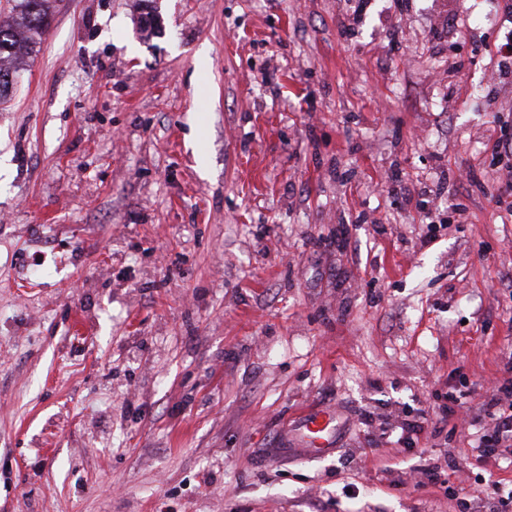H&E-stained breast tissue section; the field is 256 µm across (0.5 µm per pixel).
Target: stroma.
<instances>
[{"instance_id":"stroma-1","label":"stroma","mask_w":512,"mask_h":512,"mask_svg":"<svg viewBox=\"0 0 512 512\" xmlns=\"http://www.w3.org/2000/svg\"><path fill=\"white\" fill-rule=\"evenodd\" d=\"M511 30L500 0H55L0 100V512H486L511 489L512 455L475 449L512 358L486 150L512 85L488 96L472 51ZM467 164L453 215L440 169ZM391 178L440 190L432 218ZM451 391L462 435L434 415ZM304 409L336 412L334 451L286 452Z\"/></svg>"}]
</instances>
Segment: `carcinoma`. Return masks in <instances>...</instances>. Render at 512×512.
Returning a JSON list of instances; mask_svg holds the SVG:
<instances>
[{"mask_svg":"<svg viewBox=\"0 0 512 512\" xmlns=\"http://www.w3.org/2000/svg\"><path fill=\"white\" fill-rule=\"evenodd\" d=\"M52 0H9L8 20L0 22V98L13 88L11 64L30 53L51 22Z\"/></svg>","mask_w":512,"mask_h":512,"instance_id":"carcinoma-1","label":"carcinoma"}]
</instances>
